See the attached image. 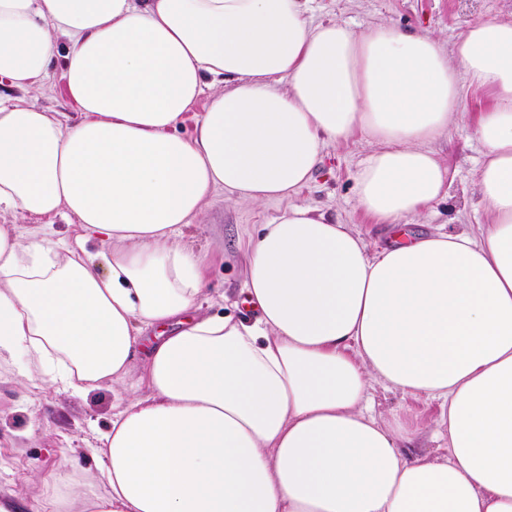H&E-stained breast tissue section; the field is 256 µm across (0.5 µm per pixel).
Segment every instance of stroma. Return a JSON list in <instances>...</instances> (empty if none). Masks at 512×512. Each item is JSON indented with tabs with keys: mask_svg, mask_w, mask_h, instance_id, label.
<instances>
[{
	"mask_svg": "<svg viewBox=\"0 0 512 512\" xmlns=\"http://www.w3.org/2000/svg\"><path fill=\"white\" fill-rule=\"evenodd\" d=\"M509 16L512 0H312L310 12L312 22L336 19L357 31L382 22L405 31H431L440 36L446 50L470 25ZM490 103L488 92L465 89L458 118L446 134L431 142V150L448 169V194L420 214L404 217L411 231L485 223L487 216L474 194L484 149L473 138L472 127ZM372 149L359 134L327 146L313 180L292 201L274 199L258 207L246 206L233 203L224 189H216L203 216L184 230L185 241L207 267L198 300L202 313L244 315L241 293L248 245L289 203L353 225L370 246L389 245L386 226L369 218L356 196L357 173ZM143 362V355H136L121 387L106 385L89 393L49 388L37 376L22 386L10 367L0 368V498L16 503L21 512H82L84 500L104 493L99 450L128 395L141 392ZM369 399L379 423L396 415L413 421L416 431L407 453L447 458L446 442L433 437L437 402L402 396L378 382L372 384Z\"/></svg>",
	"mask_w": 512,
	"mask_h": 512,
	"instance_id": "35a3bbf8",
	"label": "stroma"
}]
</instances>
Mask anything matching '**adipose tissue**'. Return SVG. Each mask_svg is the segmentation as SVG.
<instances>
[{"instance_id": "1", "label": "adipose tissue", "mask_w": 512, "mask_h": 512, "mask_svg": "<svg viewBox=\"0 0 512 512\" xmlns=\"http://www.w3.org/2000/svg\"><path fill=\"white\" fill-rule=\"evenodd\" d=\"M308 3L0 0V76L41 90L63 54L77 115L0 99V210L76 220L63 246L0 225V361L88 392L122 383L157 332L84 512H512V18L446 51L387 23H311ZM467 87L492 97L473 127L487 222L407 233L400 218L447 192L429 144ZM358 132L375 148L357 199L392 243L368 251L292 201L249 247L259 318L198 313L180 228L219 187L292 200ZM374 381L438 401L447 459L405 454L411 423L364 412Z\"/></svg>"}]
</instances>
